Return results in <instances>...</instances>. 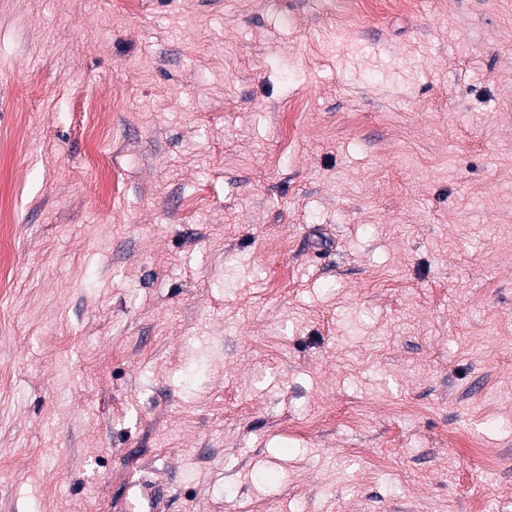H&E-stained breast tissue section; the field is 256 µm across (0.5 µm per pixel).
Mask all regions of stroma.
<instances>
[{"mask_svg":"<svg viewBox=\"0 0 512 512\" xmlns=\"http://www.w3.org/2000/svg\"><path fill=\"white\" fill-rule=\"evenodd\" d=\"M0 512H512V0H0Z\"/></svg>","mask_w":512,"mask_h":512,"instance_id":"1","label":"stroma"}]
</instances>
